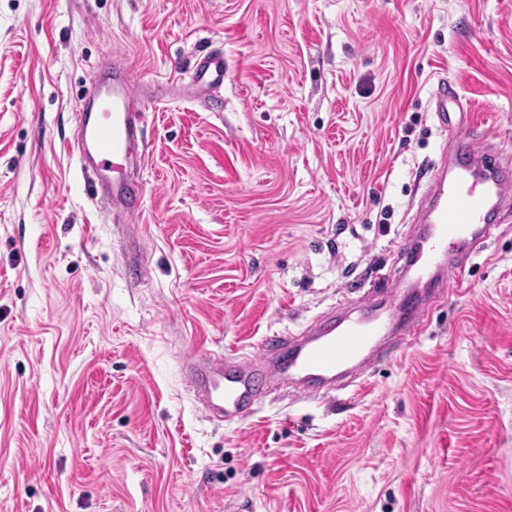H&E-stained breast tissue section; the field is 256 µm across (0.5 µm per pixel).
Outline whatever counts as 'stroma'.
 <instances>
[{
  "mask_svg": "<svg viewBox=\"0 0 512 512\" xmlns=\"http://www.w3.org/2000/svg\"><path fill=\"white\" fill-rule=\"evenodd\" d=\"M117 55L149 97L141 272L69 150ZM444 85L512 161V0H0V512H512V209L329 395L219 421L185 373L390 305ZM195 77L205 88H219L224 85V54L204 56L197 64Z\"/></svg>",
  "mask_w": 512,
  "mask_h": 512,
  "instance_id": "stroma-1",
  "label": "stroma"
}]
</instances>
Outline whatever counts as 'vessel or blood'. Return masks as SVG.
<instances>
[{"label":"vessel or blood","mask_w":512,"mask_h":512,"mask_svg":"<svg viewBox=\"0 0 512 512\" xmlns=\"http://www.w3.org/2000/svg\"><path fill=\"white\" fill-rule=\"evenodd\" d=\"M195 77L206 88L223 86V55L204 56ZM91 94L95 108L75 106L72 149L80 161L92 162V185L100 189L113 221L141 222L136 182L128 170L133 163L146 160L134 152L146 107L135 83L119 70L111 77L93 80ZM455 100L454 94L444 90L435 103L441 126L454 130L455 157L452 162H441L427 185L411 218L419 232L403 247L408 257L403 284L410 290L422 289L418 302L391 310L369 307L356 316L332 313L316 320L302 336L267 337L264 352L278 358L269 370L202 354L187 370L210 416L241 415L263 383L273 378L330 385L352 370L370 367L386 348L422 330L429 310L445 294L437 286L444 278L442 255L452 243L467 255L480 250L490 236L489 213L505 207L507 191L512 188V165L499 160L479 124L468 119L453 122L448 105Z\"/></svg>","instance_id":"1"}]
</instances>
